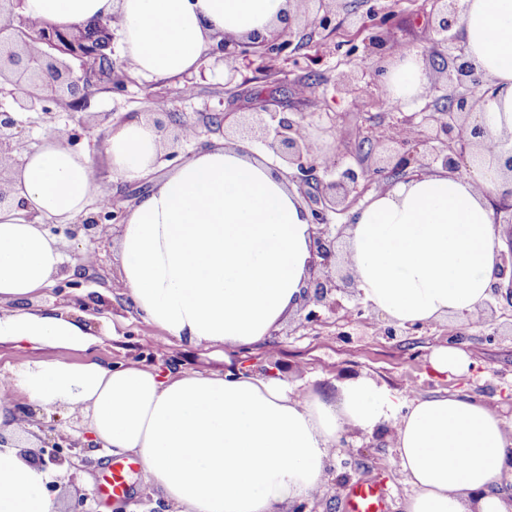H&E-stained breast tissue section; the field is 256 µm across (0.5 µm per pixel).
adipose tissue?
<instances>
[{
  "mask_svg": "<svg viewBox=\"0 0 512 512\" xmlns=\"http://www.w3.org/2000/svg\"><path fill=\"white\" fill-rule=\"evenodd\" d=\"M466 59L495 88L476 120L512 133V0H461ZM289 0H23L22 14L59 26L118 32L145 76L197 70L216 36H266ZM426 81L416 54L392 69L393 99L411 102ZM114 176L152 170L160 138L148 123L111 127L99 146ZM501 160L472 176L413 175L359 207L346 230L349 262L374 313L399 325L476 316L507 242L487 197ZM91 158L56 136L24 152L0 205V341L83 349L89 333L69 315L31 307L63 263L47 223L86 214L98 195ZM310 213L265 157L221 145L199 150L128 210L114 282L145 321L196 346L233 351L266 344L296 312L313 272ZM41 408L80 412L96 441L137 454L145 483L174 512H276L317 494L350 430L394 426L393 446L412 493L405 512H507L512 423L490 405L436 391L402 406L368 378L335 391L295 393L244 371L158 373L97 361H34L7 378L0 433H19L16 394ZM45 472L19 448H0V512H58Z\"/></svg>",
  "mask_w": 512,
  "mask_h": 512,
  "instance_id": "obj_1",
  "label": "adipose tissue"
}]
</instances>
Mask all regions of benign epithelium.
Masks as SVG:
<instances>
[{
  "instance_id": "1",
  "label": "benign epithelium",
  "mask_w": 512,
  "mask_h": 512,
  "mask_svg": "<svg viewBox=\"0 0 512 512\" xmlns=\"http://www.w3.org/2000/svg\"><path fill=\"white\" fill-rule=\"evenodd\" d=\"M294 5L303 7L308 25L321 30L331 28L333 14L326 7V0H294ZM437 12V25L434 26V44L440 46L448 42V32L460 21L459 0H434ZM293 32H275L268 37H253L247 40L226 35L212 44L205 55L222 63L227 82H232L237 69L235 62L242 53H252L260 58L279 57L288 51L292 44ZM69 55L80 62L79 70L64 65L56 59V54ZM465 52L454 57L452 66H437L446 83L465 85L469 92L455 99L448 109L440 115L422 114L421 122L431 124L428 141L435 143L427 155H418L412 147L414 124L407 123L397 135L383 138L379 143L394 144L386 157L385 166L373 171V174L391 176L412 167L422 173L438 165L443 170L456 173L467 159L477 158L483 151L491 150L490 141L494 136L482 125L470 126L473 111L487 99L494 97L495 89L477 74L474 68L464 61ZM112 61V37L99 31L81 27L63 28L49 23L31 25L26 17L19 21L8 17L0 25V79H7L19 92L15 98L21 111H48V104L55 101L59 93L64 92L76 99L87 96L92 89L105 86L114 91L125 88L128 77L108 76L94 69L100 60ZM18 120L10 112H0V156L17 149L16 133ZM241 132L247 135L260 133L261 141L275 156L294 170L289 179L298 185L299 191L309 203L311 223L317 226L312 237L310 249L317 257L315 265L318 272L305 291L301 310L305 311L302 325L320 321V309L329 307L338 312L344 308L341 297L346 292L349 281L336 279L331 266L336 260V241L343 236L346 225L338 227L327 223V212L337 210L349 214L350 206L346 200L357 191L359 175L348 168L340 173L338 179L326 183L317 172L322 163L321 155L315 150L316 141L308 131L307 125L300 120H291L261 106L258 111L240 121ZM506 178L501 193L503 205L500 211L505 216H496L495 223L512 227V156L505 163ZM127 208L118 205V200L110 198V205L102 207L99 214L88 217L80 223L54 225L51 231L64 233L65 237L75 240L86 237L92 241L104 239L107 221L122 224ZM485 308L491 313L512 311V277L508 281H496L491 285L490 299ZM350 316L376 328L387 340L411 334L419 329L417 325L401 327L395 323L387 324L373 317L365 316L362 306L350 311ZM22 420L29 425L27 432L38 440V446L27 451V462L40 471L51 468L75 467L74 450L85 447L82 438L67 434L43 437L45 425L35 413L21 410Z\"/></svg>"
}]
</instances>
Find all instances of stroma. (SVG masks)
Instances as JSON below:
<instances>
[{
    "label": "stroma",
    "instance_id": "obj_1",
    "mask_svg": "<svg viewBox=\"0 0 512 512\" xmlns=\"http://www.w3.org/2000/svg\"><path fill=\"white\" fill-rule=\"evenodd\" d=\"M335 20L328 30L307 27L304 17L293 14L295 31L289 55L260 60L250 55L237 61L236 82L242 95L229 102L230 88L222 65L201 60L202 73L196 76L193 96H183L179 77L145 79L122 51H115L116 69L132 74L123 91L100 89L80 102L70 96L51 104L49 113H17L13 87L0 84V111L16 112L19 121L17 141L22 146L38 144L45 132L60 141H71L75 150L91 154L99 174L100 191L115 197L125 181L113 178L106 160L96 155L93 142L80 138L83 123L91 121L100 133L112 126L138 119L161 125L163 145H170L177 121L202 123L205 114L249 112L256 97L267 87L280 83L286 90L271 111L290 119L303 120L311 136L322 146L325 157L335 158L340 169L367 172L383 164V146H372L375 138L395 132L404 119L416 113L435 112L448 90L431 60H424L426 85L411 104L390 105L389 91L383 84L371 83L360 73L361 60L370 53L369 31L351 26L356 14L372 18L374 13L391 17L388 38L398 40L405 51L420 53L431 49L435 23L431 0H330ZM118 236L110 234L103 243L85 238L63 240L65 255L99 251L101 262L95 279L69 285L56 279L34 301L44 309L69 308L82 318L96 335L85 349L29 343L0 342V374L9 373L35 360H62L81 363L97 360L112 365L135 363L150 369L175 365L202 374L220 373L227 363L254 371L275 367L276 374L298 390L317 394L334 391L336 382L370 378L385 385L398 397L421 398L437 390L460 392L481 399L512 422V316L496 317L493 325L469 323L449 318L443 323L424 325L409 336L386 340L376 336L365 323L337 320L324 312L322 322L304 326L292 316L278 328L271 345L237 351L225 360L220 348L195 346L164 335L143 320L127 298L113 295L111 284L120 268ZM461 333L460 343L470 361L461 375L435 373L429 358L447 345L448 338ZM83 464L65 477L61 488L64 499L80 496L96 498L99 477L111 459L101 448L82 449ZM371 480L387 486L392 494L391 512H403L411 488L401 472L399 460L387 436L353 434L347 448L341 449L329 467V479L317 493L316 512H345V495L355 482ZM169 503L135 472L127 494L98 512H168Z\"/></svg>",
    "mask_w": 512,
    "mask_h": 512
}]
</instances>
